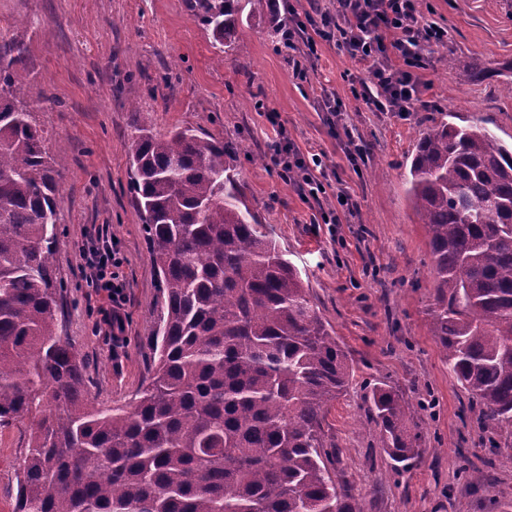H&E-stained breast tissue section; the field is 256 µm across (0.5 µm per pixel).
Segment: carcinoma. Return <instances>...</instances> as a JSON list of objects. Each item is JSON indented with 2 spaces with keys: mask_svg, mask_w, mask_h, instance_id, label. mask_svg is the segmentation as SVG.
Returning a JSON list of instances; mask_svg holds the SVG:
<instances>
[{
  "mask_svg": "<svg viewBox=\"0 0 512 512\" xmlns=\"http://www.w3.org/2000/svg\"><path fill=\"white\" fill-rule=\"evenodd\" d=\"M230 50L244 20L281 28L274 0H187ZM0 420L37 417L17 512H363L324 451L352 373L301 272L246 204L236 150L155 134L132 112L135 203L160 278L149 384L92 407L84 364L56 336L62 160L31 120L26 48L0 40ZM432 121L409 189L435 275L431 331L448 369L512 450V148L482 125ZM370 423L394 467L421 458L410 403L373 387Z\"/></svg>",
  "mask_w": 512,
  "mask_h": 512,
  "instance_id": "cac0c4a2",
  "label": "carcinoma"
}]
</instances>
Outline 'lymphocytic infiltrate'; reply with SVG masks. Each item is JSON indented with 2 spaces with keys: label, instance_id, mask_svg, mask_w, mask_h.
<instances>
[{
  "label": "lymphocytic infiltrate",
  "instance_id": "lymphocytic-infiltrate-1",
  "mask_svg": "<svg viewBox=\"0 0 512 512\" xmlns=\"http://www.w3.org/2000/svg\"><path fill=\"white\" fill-rule=\"evenodd\" d=\"M422 0H336L335 13L294 15L295 29L314 30L308 40L309 55H316L317 39L336 41L363 69L365 76L354 96L372 112L416 111L427 87L417 70L423 52L443 43L448 32L423 17ZM272 162L281 177L301 195L314 199L326 192L316 174L319 155L306 156L287 138L273 146ZM87 287L106 289L113 302L125 296L122 268L126 258L107 225H99L79 250Z\"/></svg>",
  "mask_w": 512,
  "mask_h": 512
}]
</instances>
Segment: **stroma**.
<instances>
[{
    "mask_svg": "<svg viewBox=\"0 0 512 512\" xmlns=\"http://www.w3.org/2000/svg\"><path fill=\"white\" fill-rule=\"evenodd\" d=\"M422 14L448 32V57L426 52L429 88L418 111L368 112L352 93L360 67L332 41L308 60L307 33L285 48L265 23L239 30L245 55L222 52L185 0H0V35L27 49V98L47 149L65 162L55 259L64 292L57 333L85 363L96 407L130 403L148 383L161 294L130 186L131 109L153 131L192 128L232 142L245 199L300 270L316 307L353 367L347 392L324 424L331 472L363 512H512V458L494 453L468 392L448 370L431 332L435 288L427 229L408 195L411 153L437 111L466 126L481 121L512 145V0H423ZM471 60L457 68L458 57ZM343 103L337 118L325 96ZM279 113V126L266 115ZM344 124L368 148L349 161ZM326 167V200L350 195L336 224L317 223L272 163L278 128ZM108 225L127 262L125 299L87 287L78 255L92 225ZM120 313L123 330L113 329ZM385 383L412 403L425 452L394 469L368 423L372 388ZM29 420L0 425V512H15Z\"/></svg>",
    "mask_w": 512,
    "mask_h": 512,
    "instance_id": "35a3bbf8",
    "label": "stroma"
}]
</instances>
